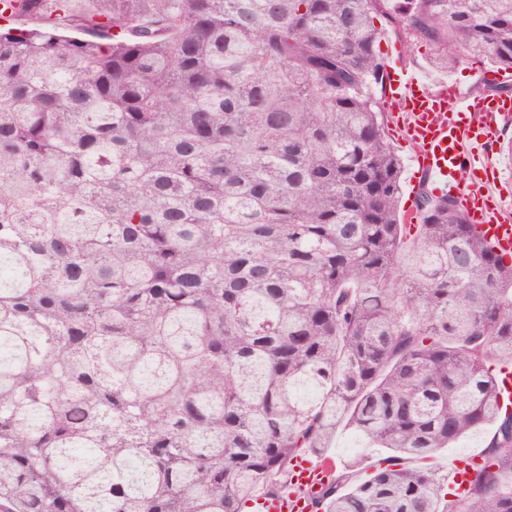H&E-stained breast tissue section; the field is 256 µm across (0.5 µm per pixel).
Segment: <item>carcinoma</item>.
<instances>
[{
	"label": "carcinoma",
	"instance_id": "carcinoma-1",
	"mask_svg": "<svg viewBox=\"0 0 512 512\" xmlns=\"http://www.w3.org/2000/svg\"><path fill=\"white\" fill-rule=\"evenodd\" d=\"M0 512H242L345 425L326 512H512V263L403 162L387 20L512 69V0H9ZM492 424L470 488L430 460ZM390 454L386 448H364L350 428L340 427L331 448L324 454L328 457L317 461L303 457L293 462L292 483L301 490L313 487L317 491L334 473L337 477L352 473L357 479L364 480L374 471L371 466ZM331 457L336 460L335 472V462Z\"/></svg>",
	"mask_w": 512,
	"mask_h": 512
}]
</instances>
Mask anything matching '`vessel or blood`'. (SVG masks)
<instances>
[{
    "label": "vessel or blood",
    "instance_id": "obj_1",
    "mask_svg": "<svg viewBox=\"0 0 512 512\" xmlns=\"http://www.w3.org/2000/svg\"><path fill=\"white\" fill-rule=\"evenodd\" d=\"M386 96L395 111L393 131L409 142L418 172L433 179L439 190L453 197L475 231L504 260L512 259V208L495 196L503 171L491 151L499 125L512 117V94L476 96L456 81L429 84L406 64L399 42L388 44ZM473 171L461 183L462 170ZM477 455L453 460L452 477L458 491H466ZM335 462L303 457L293 463L292 482L300 489L320 488L333 474ZM247 512H313L312 503L298 493H259L246 503Z\"/></svg>",
    "mask_w": 512,
    "mask_h": 512
}]
</instances>
